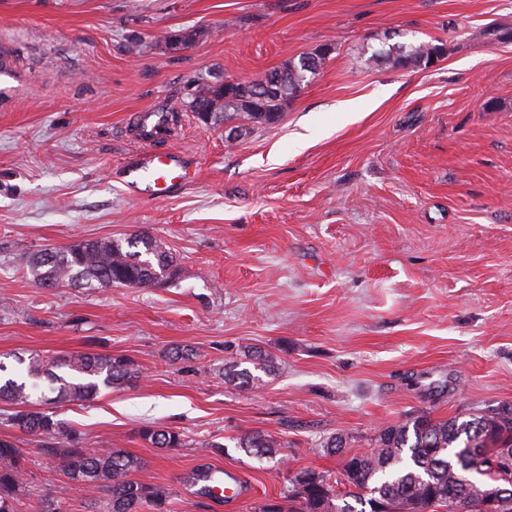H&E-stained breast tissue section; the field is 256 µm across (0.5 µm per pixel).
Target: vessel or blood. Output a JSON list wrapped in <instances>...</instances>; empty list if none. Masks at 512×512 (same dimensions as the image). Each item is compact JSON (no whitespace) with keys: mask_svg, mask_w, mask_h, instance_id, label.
<instances>
[{"mask_svg":"<svg viewBox=\"0 0 512 512\" xmlns=\"http://www.w3.org/2000/svg\"><path fill=\"white\" fill-rule=\"evenodd\" d=\"M132 119L145 148L137 154L125 172V184L130 193L148 199H164L169 197L175 186L198 178V169L191 167L179 153L154 148L158 115L149 112L136 113ZM201 486L214 499L223 498L227 494L238 499L246 493L242 477L231 470L225 471L221 476H209L202 481Z\"/></svg>","mask_w":512,"mask_h":512,"instance_id":"b4317fda","label":"vessel or blood"}]
</instances>
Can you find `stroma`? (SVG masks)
<instances>
[{
	"label": "stroma",
	"mask_w": 512,
	"mask_h": 512,
	"mask_svg": "<svg viewBox=\"0 0 512 512\" xmlns=\"http://www.w3.org/2000/svg\"><path fill=\"white\" fill-rule=\"evenodd\" d=\"M512 0H0V52L20 80L0 95V362L97 352L139 376L56 405L86 448H121L134 480L170 488L171 512H251L288 472L341 476L375 430L512 405ZM202 36L182 53L172 35ZM439 41L432 67L368 57ZM331 44L280 120L227 141L189 112L157 141L200 167L171 197L130 194L144 148L130 117L166 112L191 80L257 78ZM495 100L496 110L486 108ZM146 233L175 279L152 287H41L26 260L85 239ZM269 351L261 385L224 381L244 347ZM23 453L16 512H87L57 461ZM180 431V448L140 432ZM264 432L284 465L234 448ZM344 433L346 454H325ZM224 451H207V442ZM239 471L240 502L194 494L188 475Z\"/></svg>",
	"instance_id": "1"
}]
</instances>
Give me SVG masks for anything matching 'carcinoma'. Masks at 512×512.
Instances as JSON below:
<instances>
[{
    "label": "carcinoma",
    "instance_id": "carcinoma-1",
    "mask_svg": "<svg viewBox=\"0 0 512 512\" xmlns=\"http://www.w3.org/2000/svg\"><path fill=\"white\" fill-rule=\"evenodd\" d=\"M331 52L329 45L288 60L267 71L271 90H255L252 80L239 81L224 89L210 81H193L201 94L224 93L218 111L205 125L226 123L237 137L258 125L276 123L284 107L303 89L306 73H315ZM445 53L444 44L419 42L396 50L378 51L367 63L392 69H426ZM32 277L46 288L62 283L86 288H110L114 284L146 287L174 275V259L149 234L130 238L78 241L65 247L30 255L27 264ZM27 375L46 377L58 403L86 402L103 388L121 385L135 377V364L126 357L82 353L46 362L38 356L25 360ZM269 374L274 361L266 353L249 348L244 358L224 364V379L247 389L259 380L252 370ZM27 384L13 377L0 381V401L14 405L5 421L37 437L40 449L57 460L67 487L104 494L97 512H139L143 504L154 512H169L172 493L159 486L132 478L142 461L120 448L85 449L69 424L54 412L40 411L30 402ZM142 438L157 448H181L182 434L172 429L145 428ZM348 436L326 438L321 448L341 454ZM512 445V406H501L469 418L436 422L418 415L405 423L391 424L371 437L370 448L349 457L344 465L343 484L336 490L330 475L314 469H300L287 478L288 490L280 500L263 503L254 512H376L375 504L386 503V512H448V502L459 496L470 499V512H483L485 494L500 480L512 482V469L493 467L494 448ZM236 447L259 459L275 457L281 443L273 436L253 432L236 439ZM470 448L481 449L485 464L471 468L463 460ZM24 459L17 445L0 438V512H15L14 502L24 489Z\"/></svg>",
    "mask_w": 512,
    "mask_h": 512
}]
</instances>
